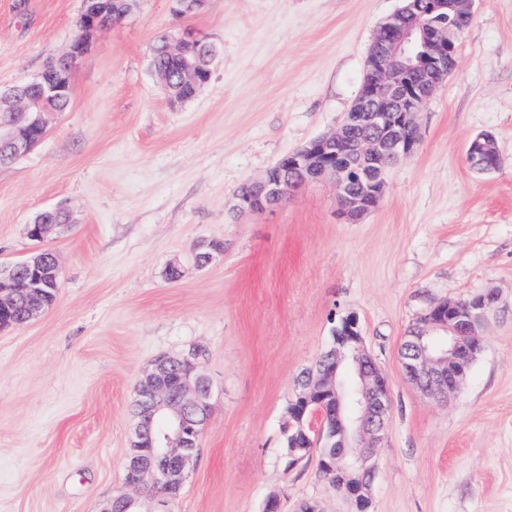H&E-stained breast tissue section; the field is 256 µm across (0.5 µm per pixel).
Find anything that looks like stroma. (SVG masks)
I'll return each mask as SVG.
<instances>
[{"mask_svg": "<svg viewBox=\"0 0 512 512\" xmlns=\"http://www.w3.org/2000/svg\"><path fill=\"white\" fill-rule=\"evenodd\" d=\"M400 0H138L90 41L70 100L28 153L0 165V261L54 254V303L0 332V512H103L125 493L134 388L151 361L201 346L212 384L196 465L171 512H279L305 500L352 512L318 473L281 461L295 384L334 318L357 315L394 409L369 512H512V0H475L454 73L418 116L416 151L358 223L331 183L261 213L240 187L337 129L368 46ZM82 0H0V88L69 49ZM190 30L218 49L208 85L172 105L150 69L157 38ZM500 156L473 171L466 149ZM64 208L41 242L27 226ZM220 245L203 268L192 255ZM180 262V279L168 277ZM498 295L484 350L439 403L398 352L431 303ZM488 151H492L495 155L496 161L492 165V168L495 169L499 165L500 158L494 141L488 135H479L474 138L468 145L466 155L470 160L482 162L483 155Z\"/></svg>", "mask_w": 512, "mask_h": 512, "instance_id": "stroma-1", "label": "stroma"}]
</instances>
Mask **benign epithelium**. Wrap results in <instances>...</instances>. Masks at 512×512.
Wrapping results in <instances>:
<instances>
[{"mask_svg": "<svg viewBox=\"0 0 512 512\" xmlns=\"http://www.w3.org/2000/svg\"><path fill=\"white\" fill-rule=\"evenodd\" d=\"M379 26L370 48L360 90L342 125L282 156L266 174L237 196L243 211L262 212L281 204L291 192L311 182L329 181L343 216L358 221L383 196L389 168L410 156L419 143L417 116L424 103L456 67L454 40L473 16L474 0H403ZM451 10L461 24L425 29L421 17ZM128 12L113 10L112 0H84L79 38L62 59L73 64L87 39ZM202 45L211 57L216 49L206 37L186 32L166 40L169 55L182 61L181 84L198 90L199 66L193 48ZM31 84L40 89L33 98L18 88L0 92V151L16 159L43 136L54 109L49 101L62 91L59 84L38 74ZM497 152L494 141L479 135L466 155L480 162ZM47 210L27 225V236L43 241L60 225ZM14 263H0V329L12 326L18 296ZM497 294L476 293L462 300H443L422 312L404 336L399 364L406 380L433 399L454 394L484 349L480 326L494 308ZM176 395L163 386L171 375L170 358L157 357L139 380L135 413L128 436L125 483L145 484L159 496L156 512H169L198 452L210 413L212 386L189 358ZM291 404L296 422L285 431L284 470H292L315 448H326L321 468L327 483L356 510L367 507L372 495L374 456L385 437L393 401L388 378L366 348L354 315L340 318L331 328L328 348L320 361L297 382Z\"/></svg>", "mask_w": 512, "mask_h": 512, "instance_id": "obj_1", "label": "benign epithelium"}]
</instances>
